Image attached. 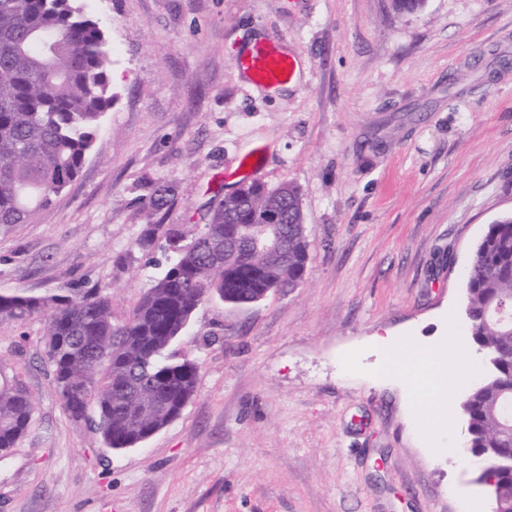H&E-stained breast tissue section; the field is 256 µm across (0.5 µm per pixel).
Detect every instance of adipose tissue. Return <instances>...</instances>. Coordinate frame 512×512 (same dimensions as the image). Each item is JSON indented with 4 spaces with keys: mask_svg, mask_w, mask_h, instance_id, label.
Masks as SVG:
<instances>
[{
    "mask_svg": "<svg viewBox=\"0 0 512 512\" xmlns=\"http://www.w3.org/2000/svg\"><path fill=\"white\" fill-rule=\"evenodd\" d=\"M465 342V337L454 333L444 348H418L399 342L387 349L381 364L382 374L404 380L411 411L425 432L438 430L436 414L451 390L480 369L477 360L463 355Z\"/></svg>",
    "mask_w": 512,
    "mask_h": 512,
    "instance_id": "1",
    "label": "adipose tissue"
}]
</instances>
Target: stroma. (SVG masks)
I'll list each match as a JSON object with an SVG mask.
<instances>
[{"label":"stroma","instance_id":"stroma-1","mask_svg":"<svg viewBox=\"0 0 512 512\" xmlns=\"http://www.w3.org/2000/svg\"><path fill=\"white\" fill-rule=\"evenodd\" d=\"M84 5L116 99L67 190L0 234V292L106 287L123 320L167 265L163 240L138 246L148 225L194 237L244 179L300 188L309 261L299 288L195 310L175 349L196 393L137 448L68 418L44 318L0 324V365L35 400L0 454V512H490L455 400L425 435L402 382L378 380L377 339L468 331L463 274L512 213V0ZM266 40L299 67L273 91L234 66Z\"/></svg>","mask_w":512,"mask_h":512}]
</instances>
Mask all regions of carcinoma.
I'll return each instance as SVG.
<instances>
[{"label":"carcinoma","instance_id":"carcinoma-1","mask_svg":"<svg viewBox=\"0 0 512 512\" xmlns=\"http://www.w3.org/2000/svg\"><path fill=\"white\" fill-rule=\"evenodd\" d=\"M101 24L82 0H0V233L31 220L78 176L115 94ZM224 197L191 240L178 224H153L143 248L164 239L173 259L129 317L115 320L112 295L98 287L70 294L0 293V322L47 317L46 366L63 408L113 449L137 448L176 420L196 391L198 364L173 351L195 309L219 299L250 305L305 280L309 240L297 187L249 182ZM272 257L237 240L269 211ZM469 335L497 359L459 402L468 447L482 451L481 477L501 512H512V215L477 243L465 273ZM34 401L19 374L0 367V453L27 431Z\"/></svg>","mask_w":512,"mask_h":512}]
</instances>
